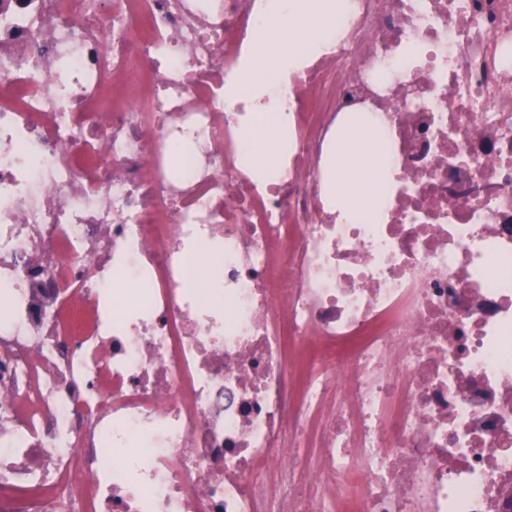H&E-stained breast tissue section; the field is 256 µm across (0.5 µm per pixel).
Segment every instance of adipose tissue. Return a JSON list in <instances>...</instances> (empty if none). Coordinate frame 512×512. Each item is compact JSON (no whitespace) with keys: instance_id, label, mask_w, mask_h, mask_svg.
I'll return each mask as SVG.
<instances>
[{"instance_id":"obj_1","label":"adipose tissue","mask_w":512,"mask_h":512,"mask_svg":"<svg viewBox=\"0 0 512 512\" xmlns=\"http://www.w3.org/2000/svg\"><path fill=\"white\" fill-rule=\"evenodd\" d=\"M347 0H261L259 20L235 73L224 83V105L265 113L274 135L266 144H247L244 164L258 179L273 174L288 146L282 94L291 76L323 53L336 36L332 22ZM382 188V169L373 139H347L328 174V190L343 197L354 218L371 215Z\"/></svg>"}]
</instances>
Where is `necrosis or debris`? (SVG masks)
Wrapping results in <instances>:
<instances>
[{
  "label": "necrosis or debris",
  "mask_w": 512,
  "mask_h": 512,
  "mask_svg": "<svg viewBox=\"0 0 512 512\" xmlns=\"http://www.w3.org/2000/svg\"><path fill=\"white\" fill-rule=\"evenodd\" d=\"M257 2L0 0V512H512V0H350L263 186ZM382 188V169L375 141L368 137L347 139L328 174V190L343 197L354 218H369Z\"/></svg>",
  "instance_id": "1"
}]
</instances>
